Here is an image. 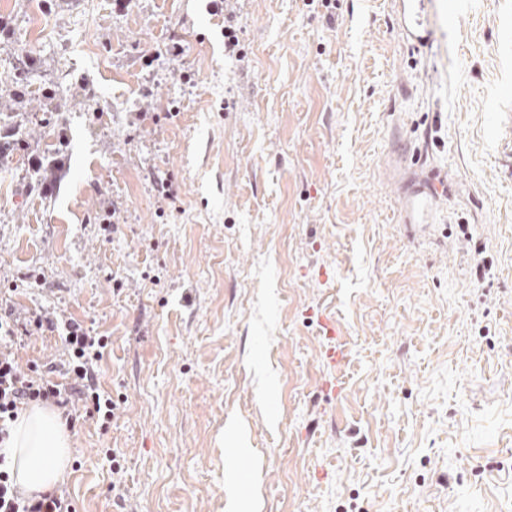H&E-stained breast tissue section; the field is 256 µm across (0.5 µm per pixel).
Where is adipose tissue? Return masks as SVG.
Listing matches in <instances>:
<instances>
[{
	"instance_id": "1",
	"label": "adipose tissue",
	"mask_w": 512,
	"mask_h": 512,
	"mask_svg": "<svg viewBox=\"0 0 512 512\" xmlns=\"http://www.w3.org/2000/svg\"><path fill=\"white\" fill-rule=\"evenodd\" d=\"M6 454L16 485L26 492L52 490L67 464L68 444L57 413L35 407L12 426Z\"/></svg>"
}]
</instances>
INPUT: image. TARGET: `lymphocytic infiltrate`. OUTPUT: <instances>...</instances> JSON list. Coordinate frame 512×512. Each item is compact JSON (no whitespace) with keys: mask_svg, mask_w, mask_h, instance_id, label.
I'll return each instance as SVG.
<instances>
[{"mask_svg":"<svg viewBox=\"0 0 512 512\" xmlns=\"http://www.w3.org/2000/svg\"><path fill=\"white\" fill-rule=\"evenodd\" d=\"M45 334L59 338L60 360L21 361L16 348L23 338ZM107 346V337L92 334L81 321L63 313L39 314L22 325L13 311L0 312V512H75L62 489L34 496L21 492L1 448L10 438L13 422L36 405L62 409L65 425L72 431L85 419L108 428L117 404L98 384Z\"/></svg>","mask_w":512,"mask_h":512,"instance_id":"1","label":"lymphocytic infiltrate"}]
</instances>
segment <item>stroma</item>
I'll use <instances>...</instances> for the list:
<instances>
[{"label":"stroma","instance_id":"obj_1","mask_svg":"<svg viewBox=\"0 0 512 512\" xmlns=\"http://www.w3.org/2000/svg\"><path fill=\"white\" fill-rule=\"evenodd\" d=\"M425 12L244 0L238 62L208 0H0V283L44 274L8 308L107 337L120 402L76 512H512V0ZM398 5L405 20L403 30L406 38L418 44L426 42L429 39V29L417 19V8H420L421 1L402 0ZM154 189L156 192L157 212L164 213L165 208L176 204L178 193L173 186V180L167 175L156 177L154 179ZM436 197L428 182L422 180L414 185L404 198L408 224H433Z\"/></svg>","mask_w":512,"mask_h":512}]
</instances>
